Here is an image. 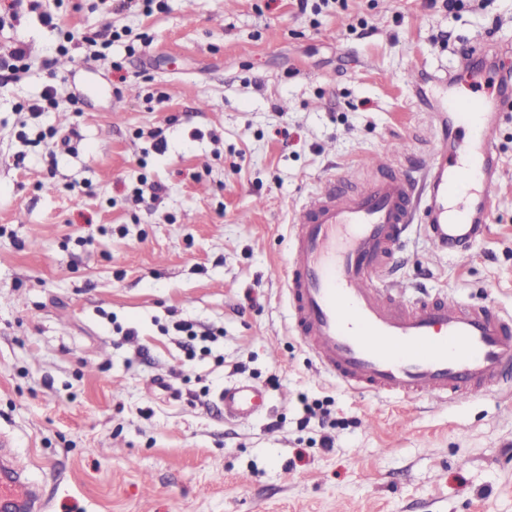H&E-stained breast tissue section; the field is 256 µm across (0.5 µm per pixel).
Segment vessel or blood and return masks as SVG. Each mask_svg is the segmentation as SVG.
I'll list each match as a JSON object with an SVG mask.
<instances>
[{
    "label": "vessel or blood",
    "mask_w": 512,
    "mask_h": 512,
    "mask_svg": "<svg viewBox=\"0 0 512 512\" xmlns=\"http://www.w3.org/2000/svg\"><path fill=\"white\" fill-rule=\"evenodd\" d=\"M512 50L472 47L490 61L497 94L435 103L439 132L425 162L346 190L332 175L311 192L291 224L285 284L293 332L337 382L375 397L460 401L502 391L512 380V315L459 298L405 300L382 273L410 225L437 250L457 253L486 230L501 168L493 135L512 110ZM225 415L262 411L265 391L235 384L219 394ZM39 490L0 458V512H42Z\"/></svg>",
    "instance_id": "b4317fda"
}]
</instances>
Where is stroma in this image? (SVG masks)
<instances>
[{"instance_id":"stroma-1","label":"stroma","mask_w":512,"mask_h":512,"mask_svg":"<svg viewBox=\"0 0 512 512\" xmlns=\"http://www.w3.org/2000/svg\"><path fill=\"white\" fill-rule=\"evenodd\" d=\"M166 4L41 0L0 29V50L30 52L0 85V435L46 512H512V395L356 393L291 331L284 283L294 211L332 174L425 156L417 96L444 72L468 96L462 45L512 44V0ZM46 12L130 34L86 63ZM65 57L56 105L28 118ZM495 145L484 235L451 255L411 226L385 271L404 298L512 314L511 119ZM145 180L165 191L135 201ZM239 383L270 397L246 421L218 400ZM316 405L328 425L307 419Z\"/></svg>"}]
</instances>
